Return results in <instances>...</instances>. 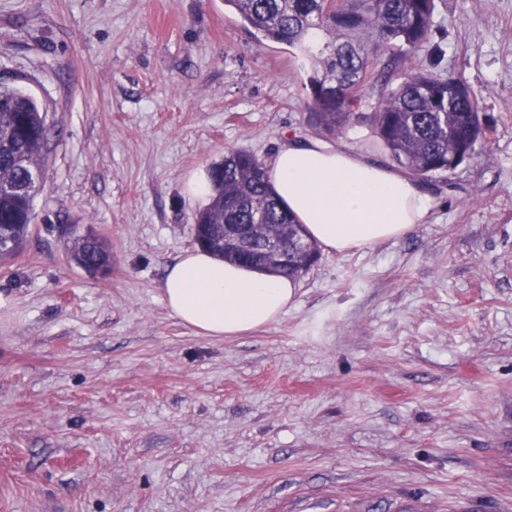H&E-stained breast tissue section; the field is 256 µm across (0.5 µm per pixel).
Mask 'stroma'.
Masks as SVG:
<instances>
[{
	"mask_svg": "<svg viewBox=\"0 0 512 512\" xmlns=\"http://www.w3.org/2000/svg\"><path fill=\"white\" fill-rule=\"evenodd\" d=\"M404 63L470 86L486 136L405 237L320 254L275 322L171 315L182 188L230 149L320 138L309 63L224 0H0V84L48 148L0 267V512H512V0H435ZM93 229L112 270L68 259Z\"/></svg>",
	"mask_w": 512,
	"mask_h": 512,
	"instance_id": "1",
	"label": "stroma"
}]
</instances>
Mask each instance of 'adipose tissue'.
<instances>
[{
  "instance_id": "obj_1",
  "label": "adipose tissue",
  "mask_w": 512,
  "mask_h": 512,
  "mask_svg": "<svg viewBox=\"0 0 512 512\" xmlns=\"http://www.w3.org/2000/svg\"><path fill=\"white\" fill-rule=\"evenodd\" d=\"M266 168L276 194L329 254L404 237L425 222L433 205L409 174L316 139L288 141ZM161 288L174 317L220 338L278 320L297 294L293 280L198 248L167 265Z\"/></svg>"
}]
</instances>
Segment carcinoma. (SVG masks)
<instances>
[{
  "mask_svg": "<svg viewBox=\"0 0 512 512\" xmlns=\"http://www.w3.org/2000/svg\"><path fill=\"white\" fill-rule=\"evenodd\" d=\"M242 25L260 38L298 49L310 63L311 122L336 136L364 122L374 142L407 170L428 178L473 156L484 136L477 94L459 79L430 69L402 75L374 111H357L360 92L380 66L397 69L428 40L435 0H224ZM48 144L37 100L0 85V262L16 256L34 219L33 196L20 191L41 172ZM214 196L193 216L196 243L213 253L223 224H247V245L224 253L227 261L252 264L296 278L309 269L308 243L300 225L272 191L264 163L246 150H231L210 166ZM279 241L288 258L266 264L263 248ZM70 261L80 267L111 257L104 240L73 238Z\"/></svg>",
  "mask_w": 512,
  "mask_h": 512,
  "instance_id": "cac0c4a2",
  "label": "carcinoma"
}]
</instances>
